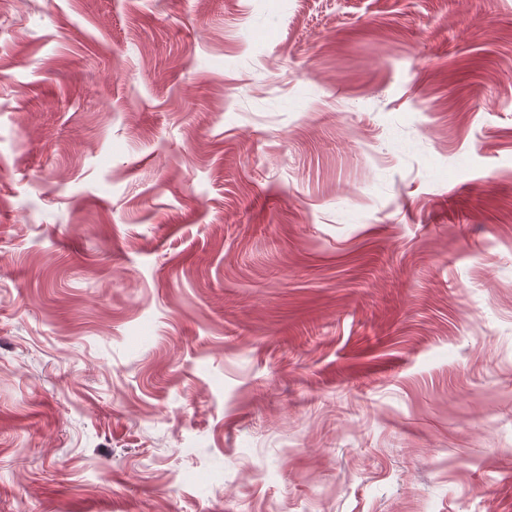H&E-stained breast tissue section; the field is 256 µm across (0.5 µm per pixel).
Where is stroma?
<instances>
[{
  "label": "stroma",
  "mask_w": 512,
  "mask_h": 512,
  "mask_svg": "<svg viewBox=\"0 0 512 512\" xmlns=\"http://www.w3.org/2000/svg\"><path fill=\"white\" fill-rule=\"evenodd\" d=\"M0 512H512V0H0Z\"/></svg>",
  "instance_id": "obj_1"
}]
</instances>
